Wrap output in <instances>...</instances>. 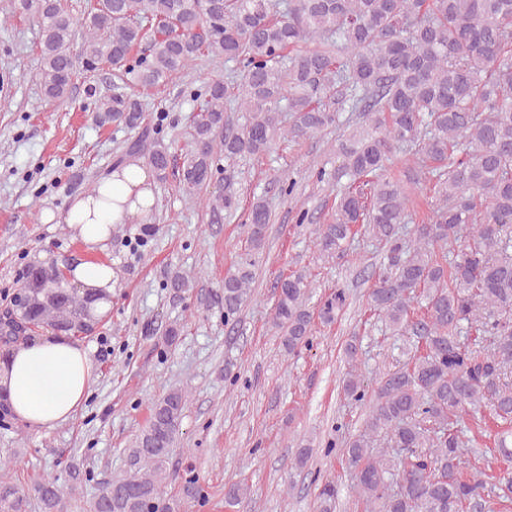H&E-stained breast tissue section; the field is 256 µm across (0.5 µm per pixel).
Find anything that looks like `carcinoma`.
Wrapping results in <instances>:
<instances>
[{"instance_id":"cac0c4a2","label":"carcinoma","mask_w":512,"mask_h":512,"mask_svg":"<svg viewBox=\"0 0 512 512\" xmlns=\"http://www.w3.org/2000/svg\"><path fill=\"white\" fill-rule=\"evenodd\" d=\"M31 14L40 24L38 79L47 99L68 98L76 63L91 71L124 68L152 88L207 57L239 65L240 82L212 81L198 96L190 142L181 157L149 132L139 98H100L99 126L142 130L128 146L147 151L159 180L177 168L188 193L209 186L224 158V192L209 199L210 222L234 215L235 164L278 142L314 137L341 112L358 122L336 140V166L313 173L316 185L343 184L332 220L316 229L323 257L345 254L360 225L386 247L385 271L368 305L393 332L409 337V362L384 373L364 432L346 441L342 461L366 512H495L512 502V471L496 482L469 467L460 434L481 411L495 421L499 455L512 459V0H11L4 19ZM82 29L79 58L71 51ZM313 44V48L305 44ZM246 120L231 127V113ZM412 184L432 183L427 221L413 230V190L390 176L398 153ZM264 195L250 204L244 258L224 272V322L253 296L252 256L267 244ZM0 305V344L47 326L74 338L92 334L97 293L68 286L55 266L33 261ZM303 273L280 281L271 326L291 354L310 343L313 316L336 322L342 288L317 306ZM344 396L366 398L357 339L343 349ZM187 404L173 389L125 449V475L93 495L89 512H173L164 496ZM74 486L54 477L33 484L42 512H64ZM339 488L320 485L319 512H332ZM247 489L232 485L225 506L241 507ZM29 497L0 479V512H28Z\"/></svg>"}]
</instances>
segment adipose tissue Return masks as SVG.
Listing matches in <instances>:
<instances>
[{
	"label": "adipose tissue",
	"mask_w": 512,
	"mask_h": 512,
	"mask_svg": "<svg viewBox=\"0 0 512 512\" xmlns=\"http://www.w3.org/2000/svg\"><path fill=\"white\" fill-rule=\"evenodd\" d=\"M146 167L125 166L112 171L96 195L75 197L65 218L90 259L68 271L69 279L92 290L111 292L116 273L98 259L112 235V227L133 215H146L155 203ZM94 373L88 349L66 335L39 336L0 362V401L30 429H49L68 421L83 403Z\"/></svg>",
	"instance_id": "1"
}]
</instances>
